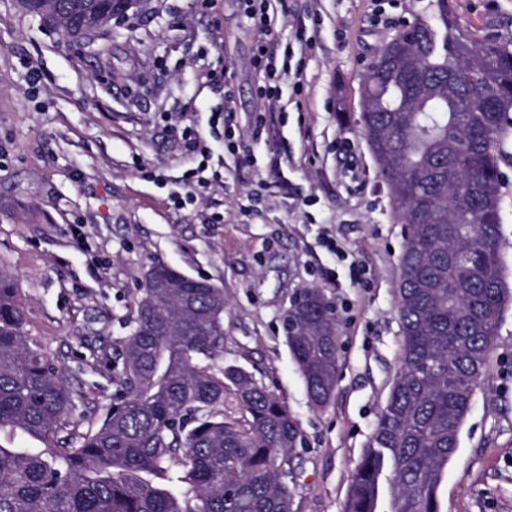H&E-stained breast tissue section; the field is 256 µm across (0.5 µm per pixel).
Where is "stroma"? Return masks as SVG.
Here are the masks:
<instances>
[{"instance_id":"35a3bbf8","label":"stroma","mask_w":512,"mask_h":512,"mask_svg":"<svg viewBox=\"0 0 512 512\" xmlns=\"http://www.w3.org/2000/svg\"><path fill=\"white\" fill-rule=\"evenodd\" d=\"M432 0H283L260 33L242 0H143L80 38L0 0V268L26 337L64 374L65 432L97 429L117 392L112 354L155 262L224 288L221 365L244 368L298 420L287 484L297 512H343L398 370L404 227L360 127V92L402 25ZM464 33L512 39V0H448ZM288 53L267 112L265 41ZM239 147L224 144L225 96ZM221 181L189 189L201 157ZM500 252L512 284V137L501 145ZM335 237L342 254L323 242ZM336 311L339 362L326 408L308 400L280 315L301 288ZM444 512H512V308L439 488Z\"/></svg>"}]
</instances>
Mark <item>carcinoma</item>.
<instances>
[{
  "label": "carcinoma",
  "instance_id": "1",
  "mask_svg": "<svg viewBox=\"0 0 512 512\" xmlns=\"http://www.w3.org/2000/svg\"><path fill=\"white\" fill-rule=\"evenodd\" d=\"M93 0H57L78 20ZM411 58L361 89L391 207L405 225L397 292L399 369L344 512H443L459 448L509 302L499 254L500 146L512 133V40L478 42L457 19L400 30ZM285 342L311 403L326 407L339 360L336 313L317 288L289 304ZM15 277L0 268V512H294L279 467L303 444L288 407L246 370L217 367L224 288L169 264L144 276L102 425L60 436L73 409L62 371L25 335ZM233 396L242 418L224 417Z\"/></svg>",
  "mask_w": 512,
  "mask_h": 512
}]
</instances>
